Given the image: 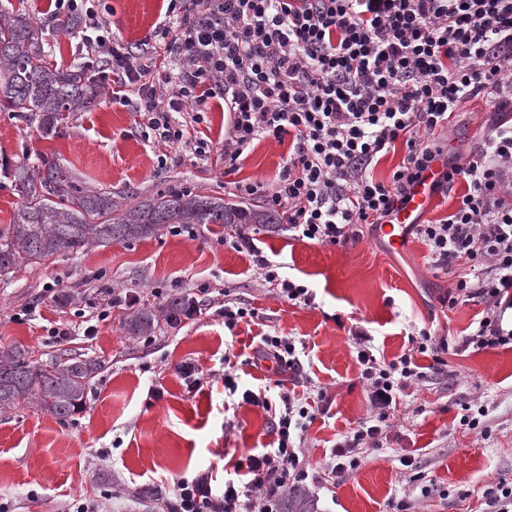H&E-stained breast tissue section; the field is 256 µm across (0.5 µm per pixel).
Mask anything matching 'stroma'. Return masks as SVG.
I'll use <instances>...</instances> for the list:
<instances>
[{"mask_svg":"<svg viewBox=\"0 0 512 512\" xmlns=\"http://www.w3.org/2000/svg\"><path fill=\"white\" fill-rule=\"evenodd\" d=\"M94 8L138 47L142 63L154 66V84L164 87L155 27L165 0H95ZM4 10L23 14L40 32L51 65L80 64L97 76L80 35L54 29L52 0H0ZM100 89L97 105L72 113L52 137L37 122L0 112L1 231L22 201L11 171L38 154L54 157L85 188L111 191L123 210L171 186L233 201L235 182L271 186L287 157V144L264 139L225 173L223 110L207 112L197 127L213 145L202 161L148 139L143 113L113 100L111 85ZM510 119L512 107L496 113L470 100L450 119L449 157L473 158L491 123ZM195 231L190 238L164 227L148 238L58 254L0 282V352L20 348L34 364L77 357L102 365L82 410L68 420L33 403L0 407V512H78L83 504L96 512H166L175 480L202 473L222 493L238 460L276 445L272 415L245 402L246 390L274 404L290 391L315 407L301 442L309 476L298 484L310 512H487L484 490L512 482V347L459 349L485 305H441L451 279L431 266L424 242L413 235L396 250L367 229L331 246L294 239L282 223L257 226V245L279 275L313 294L310 304L294 305L259 278L247 252L225 243L228 226ZM203 285L214 308L229 300L250 317L229 329L213 308L168 324L171 298L192 297ZM127 289L140 296L136 308L120 306L95 320L102 299ZM136 309L153 314L151 335H129ZM90 319L96 330L88 337ZM53 326L69 328V336L50 337ZM423 330L447 339V370H434L430 354H415L427 375L397 395L381 448L345 477L330 475L332 448L374 415L353 334L364 332L373 354L390 361ZM267 336L294 342L298 371L261 357ZM189 360L204 373L196 389L177 370ZM228 374L237 393L224 386ZM325 397L330 407H322ZM475 401L485 415L471 427L461 418ZM406 458L411 467L403 466ZM414 471L420 482H410Z\"/></svg>","mask_w":512,"mask_h":512,"instance_id":"35a3bbf8","label":"stroma"}]
</instances>
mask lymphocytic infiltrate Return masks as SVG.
Instances as JSON below:
<instances>
[{"label":"lymphocytic infiltrate","instance_id":"1","mask_svg":"<svg viewBox=\"0 0 512 512\" xmlns=\"http://www.w3.org/2000/svg\"><path fill=\"white\" fill-rule=\"evenodd\" d=\"M85 2L55 0V14L84 18L93 29L84 45L103 62L113 99L145 113L155 141L209 156L194 126L217 97L230 116L226 170L256 141H289L271 189L239 183L235 190L264 195L295 238L341 245L362 227L379 230L433 166L441 168L436 191L464 181L467 190L448 217L413 230L432 267L454 278L448 305L475 298L485 305L461 349L512 345V329L501 323L512 309V125L494 123L478 155L463 164L446 160L439 140L470 99L496 111L512 105V0H169L158 24L166 80L176 88L169 96L147 81L131 45ZM399 141L406 155L390 182L374 180L373 167ZM232 236L280 298L310 303L309 289L280 278L247 227L236 226ZM354 340L378 414L333 449L339 477L378 447L397 394L422 379L415 353L431 352L442 368L448 350L447 339L423 331L411 337V352L387 362L367 336ZM279 400L278 445L248 458V481H225L218 496L209 475L177 479L175 512H277V491L308 477L291 431L314 419L294 394Z\"/></svg>","mask_w":512,"mask_h":512}]
</instances>
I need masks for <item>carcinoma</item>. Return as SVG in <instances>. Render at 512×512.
I'll return each mask as SVG.
<instances>
[{"label": "carcinoma", "mask_w": 512, "mask_h": 512, "mask_svg": "<svg viewBox=\"0 0 512 512\" xmlns=\"http://www.w3.org/2000/svg\"><path fill=\"white\" fill-rule=\"evenodd\" d=\"M35 35L24 17L0 14V110L25 115L49 136L60 132L70 113L95 106L100 90L81 68L47 66L44 46ZM14 178L23 203L8 231L0 232L4 282L45 258L93 244L146 238L166 225L279 223L278 213L268 207L176 187L121 213L112 192L84 188L72 172L45 155L17 166ZM152 326V314L139 311L130 316L127 331L147 336ZM99 369V363L79 359L34 365L16 348L0 356V406L23 399L65 421L83 407L89 379Z\"/></svg>", "instance_id": "carcinoma-1"}]
</instances>
